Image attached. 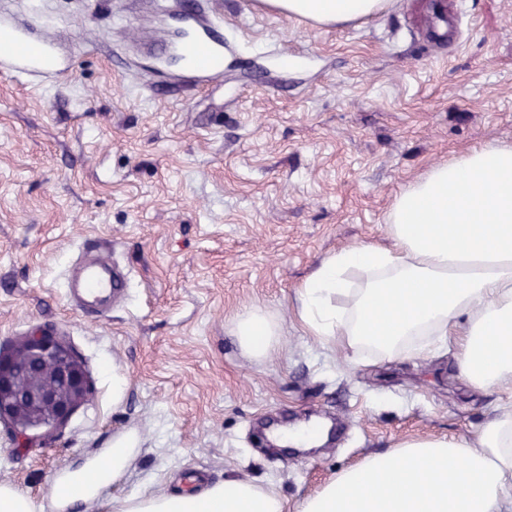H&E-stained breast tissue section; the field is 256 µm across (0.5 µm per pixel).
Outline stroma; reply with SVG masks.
<instances>
[{
  "instance_id": "1",
  "label": "stroma",
  "mask_w": 512,
  "mask_h": 512,
  "mask_svg": "<svg viewBox=\"0 0 512 512\" xmlns=\"http://www.w3.org/2000/svg\"><path fill=\"white\" fill-rule=\"evenodd\" d=\"M252 0H0L40 14L72 67L48 84L0 74V353L36 326L77 352L92 394L20 447L0 423V483L37 512H112L113 499L245 478L296 508L337 471L417 436L469 438L499 404L452 354L352 361L295 318V292L328 254L386 240L399 190L488 142L512 144V0H449L467 26L416 37L431 0L315 26ZM224 15V83L179 77L136 32L143 12ZM97 52H89V45ZM98 248L125 279L107 317L64 283ZM272 312L278 352L243 354L236 314ZM121 389H114L113 376ZM313 417L334 439L297 455L269 427ZM134 440L125 471L62 509L57 484Z\"/></svg>"
}]
</instances>
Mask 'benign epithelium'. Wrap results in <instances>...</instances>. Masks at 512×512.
Masks as SVG:
<instances>
[{
	"mask_svg": "<svg viewBox=\"0 0 512 512\" xmlns=\"http://www.w3.org/2000/svg\"><path fill=\"white\" fill-rule=\"evenodd\" d=\"M89 394L81 359L52 328L37 327L11 354H0V419L10 420L25 447L65 425Z\"/></svg>",
	"mask_w": 512,
	"mask_h": 512,
	"instance_id": "benign-epithelium-1",
	"label": "benign epithelium"
}]
</instances>
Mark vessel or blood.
<instances>
[{"label":"vessel or blood","instance_id":"vessel-or-blood-1","mask_svg":"<svg viewBox=\"0 0 512 512\" xmlns=\"http://www.w3.org/2000/svg\"><path fill=\"white\" fill-rule=\"evenodd\" d=\"M224 19L219 13L193 17L187 29L171 35L164 26H153L156 38L183 63V74L197 83L224 80ZM55 38L35 22H17L0 15V72L44 81L69 68ZM81 286L84 305L104 313L112 305V264L101 258L85 267Z\"/></svg>","mask_w":512,"mask_h":512}]
</instances>
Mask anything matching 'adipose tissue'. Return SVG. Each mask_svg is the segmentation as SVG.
I'll use <instances>...</instances> for the list:
<instances>
[{"mask_svg":"<svg viewBox=\"0 0 512 512\" xmlns=\"http://www.w3.org/2000/svg\"><path fill=\"white\" fill-rule=\"evenodd\" d=\"M386 0H288L289 16L342 25L379 13ZM390 245L329 254L299 284L296 316L352 358L396 360L455 350L459 374L483 391L512 390V145L463 152L409 182L387 218ZM248 357H270L280 326L253 308L233 319ZM132 454L64 477L66 506L120 474ZM112 512H286L272 488L232 478L188 494L131 495ZM297 512H512V402L469 439L419 437L339 471Z\"/></svg>","mask_w":512,"mask_h":512,"instance_id":"adipose-tissue-1","label":"adipose tissue"}]
</instances>
